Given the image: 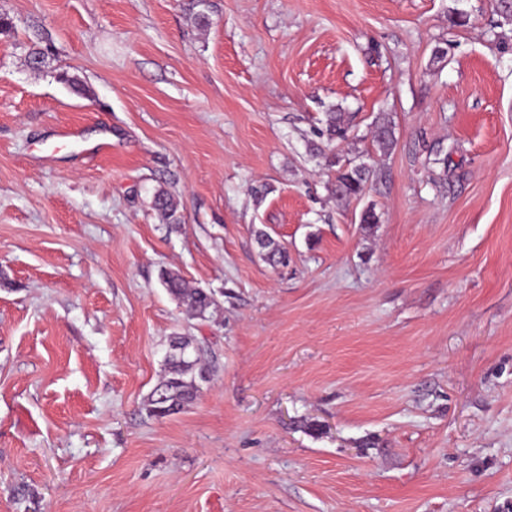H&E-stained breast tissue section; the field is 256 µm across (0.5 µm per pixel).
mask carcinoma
Instances as JSON below:
<instances>
[{
    "label": "carcinoma",
    "mask_w": 512,
    "mask_h": 512,
    "mask_svg": "<svg viewBox=\"0 0 512 512\" xmlns=\"http://www.w3.org/2000/svg\"><path fill=\"white\" fill-rule=\"evenodd\" d=\"M54 51L50 39L37 38L28 51L27 63L34 70L51 67ZM374 141L379 149H389L394 141V131L389 124L376 127ZM371 169L364 164L343 168L336 175V197L349 200L362 195L369 181ZM152 208L167 224L181 223L178 204L173 194L160 190L153 195ZM256 240L265 251L266 260L273 266H286L289 262L288 248L275 241L263 230L256 232ZM159 280L167 293L177 300L186 313L197 319L206 317L209 310L217 305L214 295L201 288H190L184 278L173 270L162 269ZM176 345L180 351L165 356V368L161 379L144 400L148 416L166 418L180 413L195 400L202 384L210 382L214 368L205 361L204 349L193 336H171L168 346Z\"/></svg>",
    "instance_id": "1"
}]
</instances>
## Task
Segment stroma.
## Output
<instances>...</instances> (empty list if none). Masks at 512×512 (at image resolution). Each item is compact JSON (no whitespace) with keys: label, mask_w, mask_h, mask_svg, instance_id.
Instances as JSON below:
<instances>
[{"label":"stroma","mask_w":512,"mask_h":512,"mask_svg":"<svg viewBox=\"0 0 512 512\" xmlns=\"http://www.w3.org/2000/svg\"><path fill=\"white\" fill-rule=\"evenodd\" d=\"M199 9L0 0V512H512V19ZM36 31L83 92L28 67ZM164 268L214 293L206 319ZM177 333L214 377L158 419ZM370 175L371 169L364 164L339 170L336 175V197L349 200L361 196ZM152 208L156 210L162 220L168 224L181 223V217L178 215V204L173 194L168 191H157L152 198ZM256 240L262 250L265 251V258L272 266H287L289 253L287 247L275 241L263 230L256 232ZM159 280L167 293L177 300L192 318H205L209 310L217 305L212 293L201 288H189L178 272L161 269Z\"/></svg>","instance_id":"stroma-1"}]
</instances>
